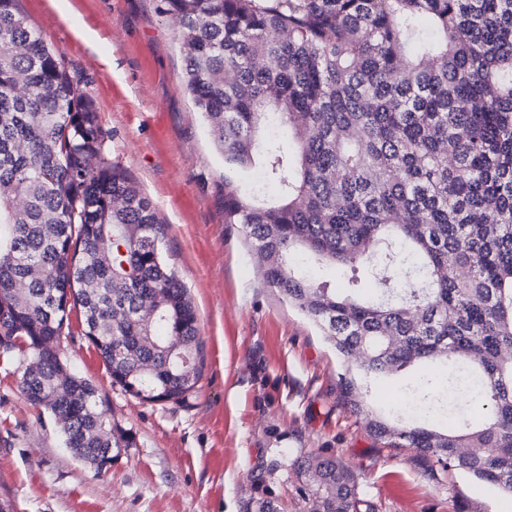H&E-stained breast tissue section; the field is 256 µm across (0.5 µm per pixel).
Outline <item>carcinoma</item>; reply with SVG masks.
Instances as JSON below:
<instances>
[{
	"instance_id": "obj_1",
	"label": "carcinoma",
	"mask_w": 512,
	"mask_h": 512,
	"mask_svg": "<svg viewBox=\"0 0 512 512\" xmlns=\"http://www.w3.org/2000/svg\"><path fill=\"white\" fill-rule=\"evenodd\" d=\"M19 2L0 0V357L88 463L129 440L60 356L71 311L112 383L146 402H183L203 345L155 206L99 160L93 99ZM159 2L224 170L258 173L248 189L224 177V223L343 358L344 403L383 447L511 492L512 0ZM302 261L347 268L350 287ZM362 275L381 293L360 297ZM417 365L448 373L443 428L367 402L372 381ZM414 395L427 406L437 390ZM289 467L312 474L307 512H361L341 460Z\"/></svg>"
}]
</instances>
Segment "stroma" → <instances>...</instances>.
<instances>
[{
    "label": "stroma",
    "mask_w": 512,
    "mask_h": 512,
    "mask_svg": "<svg viewBox=\"0 0 512 512\" xmlns=\"http://www.w3.org/2000/svg\"><path fill=\"white\" fill-rule=\"evenodd\" d=\"M158 5L20 0L94 99L103 157L156 207L166 258L196 308L204 372L185 403H147L113 385L83 336L63 337L64 359L97 386L114 431L130 440L99 474L27 400L17 360L0 358V501L12 512H246L262 497L298 512L304 482L285 455L303 450L347 463L374 512H500L512 494L416 449L380 447L340 396L330 343L262 285L241 226L224 221V164L183 81L178 23ZM369 399L404 419L448 423L400 378L375 380Z\"/></svg>",
    "instance_id": "obj_1"
}]
</instances>
